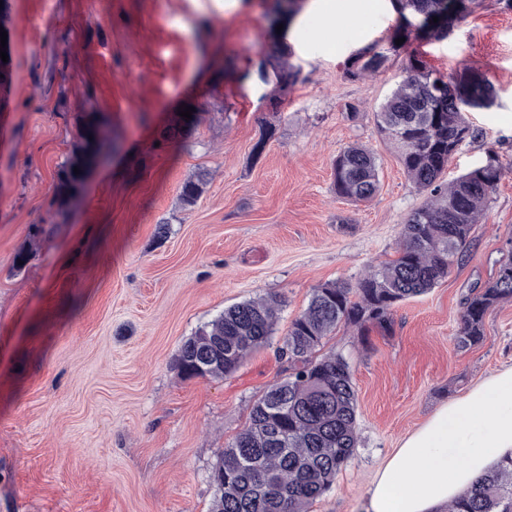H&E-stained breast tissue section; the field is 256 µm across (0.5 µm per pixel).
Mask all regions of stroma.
Here are the masks:
<instances>
[{
    "label": "stroma",
    "instance_id": "1",
    "mask_svg": "<svg viewBox=\"0 0 512 512\" xmlns=\"http://www.w3.org/2000/svg\"><path fill=\"white\" fill-rule=\"evenodd\" d=\"M336 28L301 12L286 34L300 69L271 106L270 85L190 75L207 13L238 65L269 50L271 0H0V512H209L210 469L254 400L286 376L282 339L314 288L356 281L394 259L428 194L405 174L375 114L409 57L447 75L480 71L493 105L469 113L476 138L445 181L512 160V9L483 5L447 37L391 50L392 0H326ZM379 72L351 79L364 48ZM193 106L191 118L179 115ZM103 114L115 145L53 221L54 183L77 118ZM181 134L170 138L168 129ZM358 143L380 159L379 190L352 203L333 161ZM203 178L194 206L186 180ZM49 231L33 238L32 227ZM512 173L487 204L452 273L402 302L392 329L339 327L324 345L349 361L360 444L310 512H364L379 463L453 397L512 366V302L485 319L486 341L456 350L461 303L512 253ZM31 254L16 268L19 251ZM283 298L270 345L231 376L183 378L182 342L224 308ZM386 56L372 48L365 49L351 58L346 65L347 74L355 79L367 74H373L383 66Z\"/></svg>",
    "mask_w": 512,
    "mask_h": 512
}]
</instances>
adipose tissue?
I'll list each match as a JSON object with an SVG mask.
<instances>
[{
  "label": "adipose tissue",
  "instance_id": "adipose-tissue-1",
  "mask_svg": "<svg viewBox=\"0 0 512 512\" xmlns=\"http://www.w3.org/2000/svg\"><path fill=\"white\" fill-rule=\"evenodd\" d=\"M512 458V366L451 399L379 464L364 512H444Z\"/></svg>",
  "mask_w": 512,
  "mask_h": 512
}]
</instances>
